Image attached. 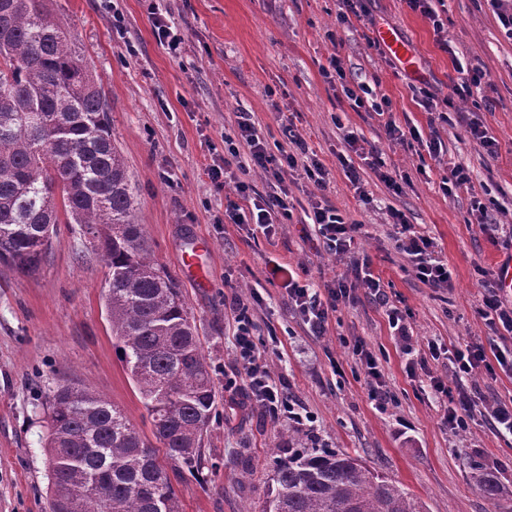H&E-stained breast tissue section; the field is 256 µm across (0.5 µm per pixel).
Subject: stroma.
<instances>
[{
    "instance_id": "stroma-1",
    "label": "stroma",
    "mask_w": 512,
    "mask_h": 512,
    "mask_svg": "<svg viewBox=\"0 0 512 512\" xmlns=\"http://www.w3.org/2000/svg\"><path fill=\"white\" fill-rule=\"evenodd\" d=\"M184 38L180 56L156 41L149 3ZM84 52L101 82L112 139L139 191L137 219L162 265L180 286L213 371L216 410L204 436L209 461L184 474L174 488L182 512H260L269 489L271 454L283 446L291 422L271 419L234 388L232 298L252 302L256 342L266 349L276 380L314 418L300 428L306 446H327L361 459L425 502L428 512H512V436L488 421L454 431L430 393V376L450 381L446 360L408 376V359L427 358L428 340L451 348L492 337L478 310L483 286L512 256L502 225H512V39L492 0H446L443 31H435L407 0H363L368 24L336 22L338 0H117L123 30L101 0H46ZM391 30L412 56L404 65L380 38ZM338 57L344 82L321 73ZM481 66L482 92L462 101L469 118L496 139V154L477 145L456 120L431 121L425 94L450 92L456 64ZM372 88L391 106L385 116L356 107L346 89ZM255 113L271 153L286 146L282 117H290L308 157L329 172L326 202L359 225L360 249L381 278L387 304L357 291L331 312L324 335H313L288 302L270 260L290 265L302 279L323 285L351 275L348 257L329 251L308 224L311 187L297 170L288 177L289 216L273 240L249 237L223 223L230 190H216L204 173L210 146L234 127L237 111ZM417 128L421 141L388 140L385 121ZM356 130L374 150L355 166L367 191L360 199L337 161L342 133ZM438 134L430 156L423 139ZM462 165L468 189L444 196L449 168ZM399 179L390 191L383 175ZM480 210H473V202ZM434 237L448 262L451 285L417 281L408 258L387 234L390 210ZM211 248L210 280L198 287L180 275L189 243ZM108 270L87 250L75 224H61L38 273L0 265V512H49L43 403L56 386L73 381L124 411L143 433L148 413L112 345L104 307ZM407 315L414 352L405 355L390 329L387 306ZM364 341L390 392L386 411L368 396L353 348ZM481 461L503 486L496 499L477 488L471 461Z\"/></svg>"
}]
</instances>
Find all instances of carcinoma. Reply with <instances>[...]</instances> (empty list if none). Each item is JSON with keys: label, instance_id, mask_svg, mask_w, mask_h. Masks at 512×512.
I'll return each instance as SVG.
<instances>
[{"label": "carcinoma", "instance_id": "carcinoma-1", "mask_svg": "<svg viewBox=\"0 0 512 512\" xmlns=\"http://www.w3.org/2000/svg\"><path fill=\"white\" fill-rule=\"evenodd\" d=\"M107 112L84 55L44 0H0V263L35 274L54 226L81 225L111 275L113 345L161 445L99 394L57 386L46 403L51 512H181L171 476L201 468L216 392L179 281L146 244ZM273 463L261 512H427L349 453L305 447L291 434L288 455ZM479 489L494 498L498 477L481 474Z\"/></svg>", "mask_w": 512, "mask_h": 512}]
</instances>
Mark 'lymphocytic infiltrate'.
<instances>
[{"label": "lymphocytic infiltrate", "mask_w": 512, "mask_h": 512, "mask_svg": "<svg viewBox=\"0 0 512 512\" xmlns=\"http://www.w3.org/2000/svg\"><path fill=\"white\" fill-rule=\"evenodd\" d=\"M283 131L295 149L272 155L255 114L237 113L233 134L224 138L226 152H212L206 167V174L215 187H232L236 196L224 210L225 219L246 229L248 234L259 232L265 237H272L278 224L288 218V192L285 188L288 174L300 168L312 186L307 218L312 221L328 250L339 255L351 254L358 225L347 223L338 209L322 202L321 195L326 189L325 166L315 159L310 164H301L299 153L306 148L304 139L293 123H285ZM243 155L249 158L253 172L260 174L266 183V193H259L252 181L239 179L233 172L235 159ZM390 218L389 234L396 248L410 259L415 278L432 288L448 287V265L441 257L434 238L409 224L400 211H391ZM285 288L303 322L317 336L323 335L329 314L335 311L338 303L355 300L356 289H364L382 302L387 299L380 278L372 274L365 259L359 264L355 282L341 280L320 290L300 281L298 274L292 271L288 274ZM232 308L237 313L234 333L236 359L241 365L243 386L253 405L271 418L285 417L295 424H304L305 415L278 386L265 351L260 350L254 341L253 324L244 312V303L233 301ZM478 314L497 336V343L488 347L471 344L450 351L437 341H428L432 359L447 358L455 376L449 385L440 378H431L430 388L444 409L442 421L449 429H467L469 421L481 418L491 421L498 431L512 434V403L488 402L473 384L479 373L492 371L493 367L512 368V348L499 344L500 338L512 335V300L504 297L501 283L487 286Z\"/></svg>", "instance_id": "f902f5d3"}]
</instances>
